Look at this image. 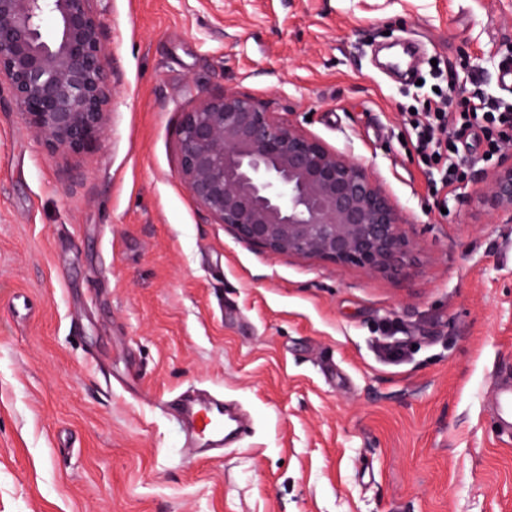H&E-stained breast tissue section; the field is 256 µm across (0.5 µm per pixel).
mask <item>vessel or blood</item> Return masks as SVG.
Masks as SVG:
<instances>
[{
    "mask_svg": "<svg viewBox=\"0 0 512 512\" xmlns=\"http://www.w3.org/2000/svg\"><path fill=\"white\" fill-rule=\"evenodd\" d=\"M495 408L500 428L512 431V387L499 389ZM170 415L187 427L193 446L220 448L226 434H238L240 424H227L224 401L215 397H179L169 406Z\"/></svg>",
    "mask_w": 512,
    "mask_h": 512,
    "instance_id": "b4317fda",
    "label": "vessel or blood"
}]
</instances>
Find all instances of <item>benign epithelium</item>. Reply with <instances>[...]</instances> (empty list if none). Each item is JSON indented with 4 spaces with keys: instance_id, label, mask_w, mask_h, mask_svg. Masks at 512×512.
<instances>
[{
    "instance_id": "benign-epithelium-1",
    "label": "benign epithelium",
    "mask_w": 512,
    "mask_h": 512,
    "mask_svg": "<svg viewBox=\"0 0 512 512\" xmlns=\"http://www.w3.org/2000/svg\"><path fill=\"white\" fill-rule=\"evenodd\" d=\"M95 0H0V94L50 154H82L104 135L111 81ZM56 35L46 41L42 23ZM179 178L202 212L270 255L406 275L416 241L367 172L280 120L253 95L201 93L179 128ZM491 211L512 218V154L485 174Z\"/></svg>"
}]
</instances>
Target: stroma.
<instances>
[{
    "label": "stroma",
    "mask_w": 512,
    "mask_h": 512,
    "mask_svg": "<svg viewBox=\"0 0 512 512\" xmlns=\"http://www.w3.org/2000/svg\"><path fill=\"white\" fill-rule=\"evenodd\" d=\"M107 129L47 154L0 97V512H512V223L483 130L432 186L409 113L511 100L512 0H96ZM247 92L365 169L418 244L405 278L267 255L179 179L204 92ZM393 331L409 359L375 349ZM248 424L184 452L164 401ZM480 199L492 212L512 218V154L504 156L485 174ZM495 408L498 426L512 432V386L500 388L496 393Z\"/></svg>",
    "instance_id": "obj_1"
}]
</instances>
